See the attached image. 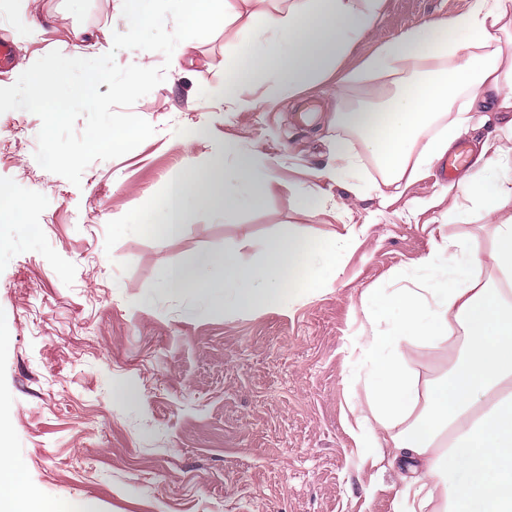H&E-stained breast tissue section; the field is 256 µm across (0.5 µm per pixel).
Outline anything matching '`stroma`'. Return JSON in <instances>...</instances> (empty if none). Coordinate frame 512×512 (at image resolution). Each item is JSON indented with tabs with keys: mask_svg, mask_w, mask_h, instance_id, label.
<instances>
[{
	"mask_svg": "<svg viewBox=\"0 0 512 512\" xmlns=\"http://www.w3.org/2000/svg\"><path fill=\"white\" fill-rule=\"evenodd\" d=\"M472 0H387L374 36L355 46L354 69L380 42ZM17 0H0V32L18 65L53 50L70 54L69 32L126 31L114 0H27L52 15L31 38ZM248 41L238 25L181 42L171 58L149 53L166 77L132 113L154 134L125 155L91 163L80 185L43 169L34 154L41 120L0 113V430L44 512L92 503L97 512H394L398 468L372 478L349 432V403L367 369L351 353L366 324L365 290L406 287L432 251L431 234L475 232L480 213L448 222L444 207L419 211L444 188L429 168L393 206L361 139L359 193L325 182L327 210L297 206L310 170L328 162L336 99L320 89L274 98L247 85L250 108L224 109V65ZM270 157L278 193L219 218L193 211L180 235L138 233L170 175L205 166L224 146ZM29 200L17 212L13 204ZM294 224L324 242L347 225L364 232L335 281L292 305L230 314L223 305L158 286L162 268L196 253L257 241Z\"/></svg>",
	"mask_w": 512,
	"mask_h": 512,
	"instance_id": "1",
	"label": "stroma"
}]
</instances>
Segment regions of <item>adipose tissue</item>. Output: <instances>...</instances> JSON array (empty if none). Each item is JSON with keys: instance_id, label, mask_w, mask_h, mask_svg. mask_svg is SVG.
Listing matches in <instances>:
<instances>
[{"instance_id": "1", "label": "adipose tissue", "mask_w": 512, "mask_h": 512, "mask_svg": "<svg viewBox=\"0 0 512 512\" xmlns=\"http://www.w3.org/2000/svg\"><path fill=\"white\" fill-rule=\"evenodd\" d=\"M261 13L251 0H170L177 25L221 19L243 21L249 33L245 61L225 67L224 107H247L244 82L272 83L277 94L297 96L316 85L346 100L353 81L386 78L394 85L383 110L336 112L345 134L333 161L314 180L353 188L360 158L348 135L360 136L381 173L390 206L460 136L480 128L472 172L448 184L449 220L465 208L481 211L492 243L481 255L473 238L441 236L426 260L428 285L404 292L363 295L368 329L353 342L368 372L363 396L351 408L352 436L361 462L384 472L403 471L395 512H512V0H473L460 15L438 18L381 44L351 72L342 67L356 43L372 34L386 0H268ZM429 79L410 85L403 72ZM267 159L225 147L205 167L174 172L165 196L152 204L145 229L181 233L196 204L227 214L277 194ZM359 236L347 228L326 248L296 225L260 243V259L241 258L240 245L206 252L164 268L169 293L195 291L224 302L228 313L298 301L303 289L325 286L338 259ZM221 270L219 280L209 271ZM453 355L448 373L425 392L409 377L408 344ZM0 512H37L7 438L0 436Z\"/></svg>"}]
</instances>
